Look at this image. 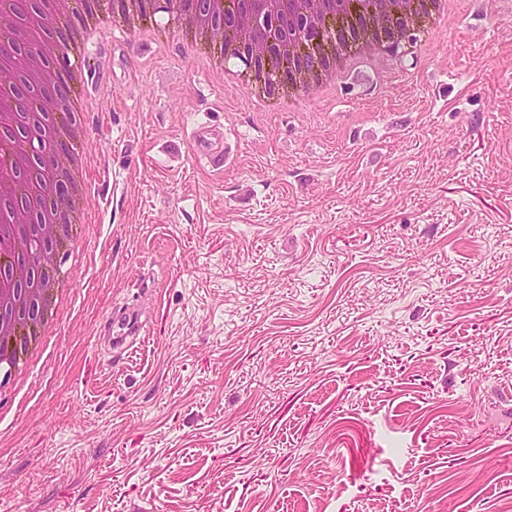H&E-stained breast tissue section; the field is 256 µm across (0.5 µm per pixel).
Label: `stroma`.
Segmentation results:
<instances>
[{"label": "stroma", "instance_id": "1", "mask_svg": "<svg viewBox=\"0 0 512 512\" xmlns=\"http://www.w3.org/2000/svg\"><path fill=\"white\" fill-rule=\"evenodd\" d=\"M156 19L76 61L86 246L0 512H512V0L271 111ZM190 141L193 151L204 156L213 166L224 165L223 132L210 127H198L191 132Z\"/></svg>", "mask_w": 512, "mask_h": 512}]
</instances>
